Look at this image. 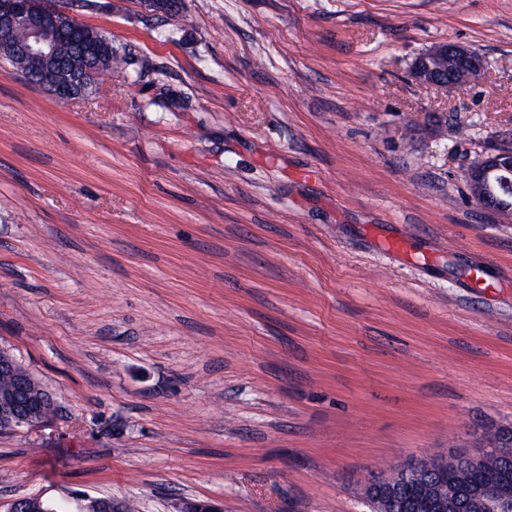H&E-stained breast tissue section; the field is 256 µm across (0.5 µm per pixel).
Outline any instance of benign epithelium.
<instances>
[{
  "mask_svg": "<svg viewBox=\"0 0 512 512\" xmlns=\"http://www.w3.org/2000/svg\"><path fill=\"white\" fill-rule=\"evenodd\" d=\"M76 8V0H0V44L10 48L30 80L37 79L48 64H55L58 78L48 89L62 101L86 96L85 80L95 81L103 72L94 64L103 48L83 35L74 15ZM20 30L26 38L17 41L15 34ZM457 66L477 76L484 71L485 61L475 51L442 43L415 58L409 77L421 85L456 89L458 83L448 71ZM502 172L499 154H491L467 171L466 182L471 198L503 223L511 224L512 206L500 203ZM0 376L8 379V385L0 387V431L32 429L56 410L51 394L2 348ZM459 466L467 468L474 480L458 489L454 469ZM429 470L431 479L425 480L415 462L398 469L420 512H460L462 507L466 512H512V479L507 476L512 471L511 427L487 440L482 454L435 459ZM386 483L387 476L376 473L364 485L374 512H390L395 503ZM173 512H224V507L213 500L182 498L174 503Z\"/></svg>",
  "mask_w": 512,
  "mask_h": 512,
  "instance_id": "obj_1",
  "label": "benign epithelium"
}]
</instances>
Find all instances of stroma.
<instances>
[{"mask_svg":"<svg viewBox=\"0 0 512 512\" xmlns=\"http://www.w3.org/2000/svg\"><path fill=\"white\" fill-rule=\"evenodd\" d=\"M76 18L134 59L95 93L0 60V348L57 405L0 432L1 505L371 512V472L512 427V223L464 176L512 148V0ZM446 42L484 77L412 82Z\"/></svg>","mask_w":512,"mask_h":512,"instance_id":"obj_1","label":"stroma"}]
</instances>
